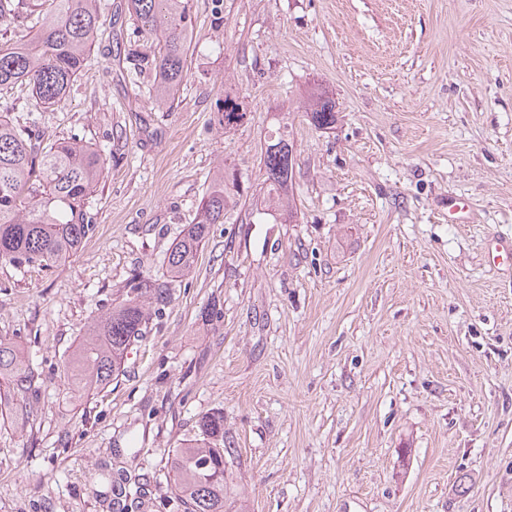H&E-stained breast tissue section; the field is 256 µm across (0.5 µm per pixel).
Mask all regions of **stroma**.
Listing matches in <instances>:
<instances>
[{"instance_id": "obj_1", "label": "stroma", "mask_w": 512, "mask_h": 512, "mask_svg": "<svg viewBox=\"0 0 512 512\" xmlns=\"http://www.w3.org/2000/svg\"><path fill=\"white\" fill-rule=\"evenodd\" d=\"M188 76L157 104L127 0H100L67 101L11 119L106 159L94 230L52 267L0 264V512H181L169 456L224 418L226 512H512V0H192ZM324 90L333 128L305 105ZM246 116L227 129L224 95ZM294 222L259 214L272 125ZM239 194L193 269L165 261L218 169ZM464 198L470 221L448 219ZM142 274L167 283L105 387L65 362ZM267 147L263 155V184L266 193L272 200L281 203L288 197L290 207V192L293 188V173L297 163V151L294 140L290 138L287 123L278 122L267 135ZM277 150H272L277 148ZM487 262L499 273L512 278V236H498L494 250L488 251ZM0 377L12 387V393L19 404L27 408V394L31 389L34 374L24 355L12 342L0 338Z\"/></svg>"}]
</instances>
